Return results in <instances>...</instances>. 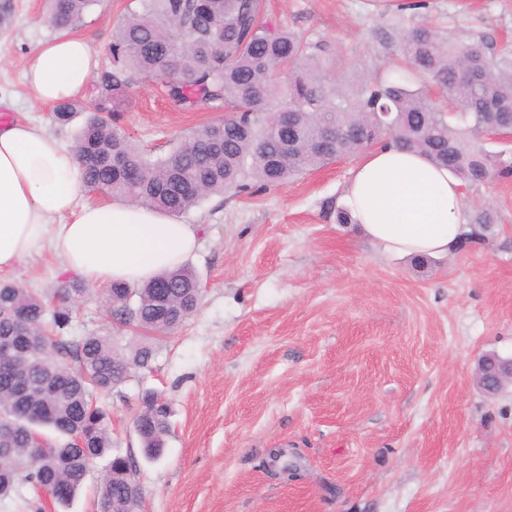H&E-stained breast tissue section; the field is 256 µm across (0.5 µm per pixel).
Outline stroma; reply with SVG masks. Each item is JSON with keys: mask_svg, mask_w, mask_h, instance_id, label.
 Wrapping results in <instances>:
<instances>
[{"mask_svg": "<svg viewBox=\"0 0 512 512\" xmlns=\"http://www.w3.org/2000/svg\"><path fill=\"white\" fill-rule=\"evenodd\" d=\"M268 19L334 49L330 69L354 74L397 60L398 33L427 23L457 41L512 47V0H426L398 14L371 0H266ZM137 0H96L77 32L100 66L116 22ZM44 0H15L0 36V124L25 119L72 143L95 106L80 96L66 125L31 102L22 63L54 32ZM115 122L155 155L219 120L187 112L161 82L125 93ZM350 156L257 194L211 196L183 215L198 229L188 265L199 309L153 341L150 369L98 401L112 415V451L133 456L138 512H512V387L485 396L478 359L512 358V178L465 189L493 206L483 239L415 267L340 224ZM64 272L49 251L7 281L51 297ZM112 336L130 353L142 331L108 315L103 290L78 304L70 337ZM171 408L162 457L141 455L133 420L145 391ZM285 450L291 471L272 460Z\"/></svg>", "mask_w": 512, "mask_h": 512, "instance_id": "35a3bbf8", "label": "stroma"}]
</instances>
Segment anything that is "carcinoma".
<instances>
[{
	"label": "carcinoma",
	"instance_id": "carcinoma-1",
	"mask_svg": "<svg viewBox=\"0 0 512 512\" xmlns=\"http://www.w3.org/2000/svg\"><path fill=\"white\" fill-rule=\"evenodd\" d=\"M95 0H46L49 26L59 32L82 24ZM15 20L13 0H0V33ZM402 69L381 70L344 95L327 66L332 48L310 42L265 18L264 0H141L114 28L112 64L93 83L97 112L80 128L72 150L77 178L92 192L181 216L213 195L256 192L288 185L299 175L365 148L392 143L420 152L471 188L491 176L512 177V156L489 151L485 134L512 128V52L491 51L483 41L444 39L416 24L398 35ZM163 78L169 97L188 111H229L193 131L167 153L153 156L101 113L120 111L125 90L138 79ZM429 79L448 93L437 106ZM289 114L274 134L272 113ZM75 103L56 106L66 125ZM498 222L494 208H475L469 223ZM111 316L146 333L170 334L199 307L201 286L187 266L141 286L106 289ZM84 289L65 281L58 306L28 289L0 282V336L21 333L33 345L0 358V497L19 481L58 484L66 506L87 481L88 459L112 448V418L96 397L124 383L131 370L153 359L148 343L119 354L110 336L65 338ZM168 403L155 393L141 397L136 417L143 455H162L169 432ZM92 434L86 448L74 436ZM39 436L45 447L35 446ZM130 456L112 458L97 485L98 512H135L139 491L125 471Z\"/></svg>",
	"mask_w": 512,
	"mask_h": 512
}]
</instances>
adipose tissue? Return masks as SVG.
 Masks as SVG:
<instances>
[{
	"label": "adipose tissue",
	"mask_w": 512,
	"mask_h": 512,
	"mask_svg": "<svg viewBox=\"0 0 512 512\" xmlns=\"http://www.w3.org/2000/svg\"><path fill=\"white\" fill-rule=\"evenodd\" d=\"M98 55L80 35H61L27 57L31 101L51 108L83 94ZM69 146L28 122L0 125V274L49 250L65 272L107 288L137 286L185 265L195 226L148 207L102 201L77 206L81 192ZM462 184L425 156L381 146L355 165L345 204L386 252L434 257L469 233Z\"/></svg>",
	"instance_id": "obj_1"
}]
</instances>
